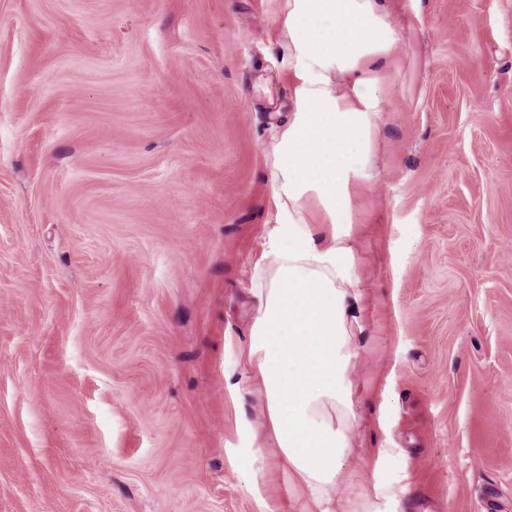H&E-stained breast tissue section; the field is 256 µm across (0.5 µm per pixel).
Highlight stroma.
<instances>
[{"mask_svg": "<svg viewBox=\"0 0 512 512\" xmlns=\"http://www.w3.org/2000/svg\"><path fill=\"white\" fill-rule=\"evenodd\" d=\"M356 493L512 512V0H382ZM286 0H0V512H265L225 370L277 220Z\"/></svg>", "mask_w": 512, "mask_h": 512, "instance_id": "1", "label": "stroma"}]
</instances>
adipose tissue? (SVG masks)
<instances>
[{
	"mask_svg": "<svg viewBox=\"0 0 512 512\" xmlns=\"http://www.w3.org/2000/svg\"><path fill=\"white\" fill-rule=\"evenodd\" d=\"M294 111L272 143L278 220L258 272L249 339L228 384L232 402L264 394L254 466L273 454L299 512H347L339 497L351 436L362 425L352 379L363 298L352 245V190L370 177L381 98L375 65L399 38L378 0H288ZM316 200L330 218L308 223Z\"/></svg>",
	"mask_w": 512,
	"mask_h": 512,
	"instance_id": "obj_1",
	"label": "adipose tissue"
}]
</instances>
